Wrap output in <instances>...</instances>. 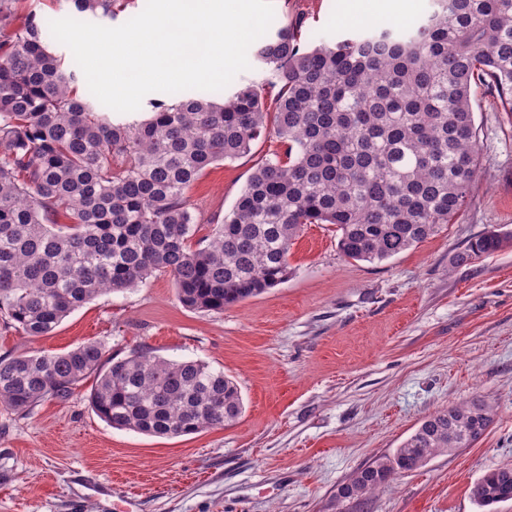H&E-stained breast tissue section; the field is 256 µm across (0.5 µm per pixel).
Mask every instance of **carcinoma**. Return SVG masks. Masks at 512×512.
I'll return each instance as SVG.
<instances>
[{
  "instance_id": "1",
  "label": "carcinoma",
  "mask_w": 512,
  "mask_h": 512,
  "mask_svg": "<svg viewBox=\"0 0 512 512\" xmlns=\"http://www.w3.org/2000/svg\"><path fill=\"white\" fill-rule=\"evenodd\" d=\"M0 0V322L51 335L72 311L108 293L169 276L180 303L224 308L288 281L306 224H334L349 260L382 262L438 234L466 205L479 168L478 86L512 116V0H435L413 30L362 31L333 44L300 42L292 26L260 41L273 97L251 84L218 102L188 95L114 124L77 95L76 71L49 50L47 25L18 20ZM110 17L115 0H66ZM283 156L252 173L208 243L188 192L213 164L264 136ZM65 215L69 223L58 222ZM512 243L493 231L453 258L469 264ZM90 403L110 426L178 437L220 428L243 410L235 380L206 362L144 349L123 357L100 342L63 353L0 357V407L28 415L68 401L89 377ZM492 410L461 401L426 418L395 450L336 493L360 500L430 458L468 448ZM482 508L512 500V468L471 487Z\"/></svg>"
}]
</instances>
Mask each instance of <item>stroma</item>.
<instances>
[{
	"instance_id": "1",
	"label": "stroma",
	"mask_w": 512,
	"mask_h": 512,
	"mask_svg": "<svg viewBox=\"0 0 512 512\" xmlns=\"http://www.w3.org/2000/svg\"><path fill=\"white\" fill-rule=\"evenodd\" d=\"M274 26L301 42L355 34L351 0H272ZM480 168L469 204L434 237L381 262L342 256L332 224H307L288 281L223 313L178 301L168 276L101 296L47 337L0 325V357L104 343L223 369L243 398L229 426L156 437L108 426L90 384L19 416L0 408V512H481L470 488L512 467V246L452 260L492 230L512 231V117L474 92ZM272 136L207 168L189 192L193 243L209 239L251 173L282 154ZM484 398L494 420L471 447L397 475L365 501L338 487L397 448L430 415Z\"/></svg>"
}]
</instances>
